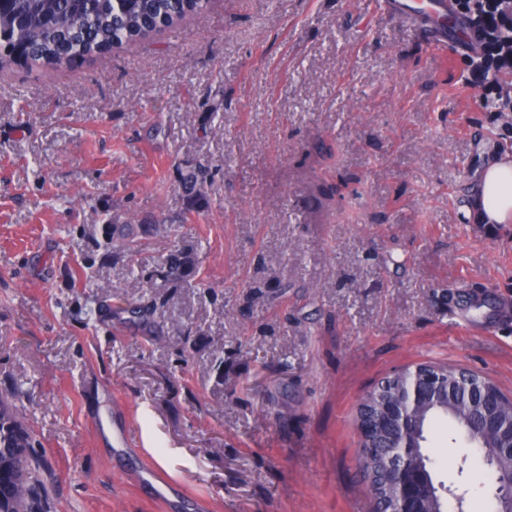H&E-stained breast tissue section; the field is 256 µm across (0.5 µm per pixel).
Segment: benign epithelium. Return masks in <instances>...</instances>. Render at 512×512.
Segmentation results:
<instances>
[{"label":"benign epithelium","mask_w":512,"mask_h":512,"mask_svg":"<svg viewBox=\"0 0 512 512\" xmlns=\"http://www.w3.org/2000/svg\"><path fill=\"white\" fill-rule=\"evenodd\" d=\"M406 375L409 381L398 389H387L388 381L379 387L381 396L372 411L358 406L359 432L361 439L384 432L390 433L389 469L386 485L391 501L389 512H425L426 505L434 502L435 512H442L441 499L435 484L431 465L416 454V440L422 409L430 404H441L456 400L455 394L467 395V402L480 408L476 414V429L483 440L485 459L494 466L502 457L512 456V422L505 425L493 413V407L500 400V388L480 379L471 381L468 388L462 382L448 380V372L433 365H415L405 372L389 377V381ZM502 499V512H512V471L501 475L498 489Z\"/></svg>","instance_id":"7a95c632"}]
</instances>
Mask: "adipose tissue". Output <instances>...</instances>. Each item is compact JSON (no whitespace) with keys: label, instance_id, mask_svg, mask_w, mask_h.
<instances>
[{"label":"adipose tissue","instance_id":"ef3b65f1","mask_svg":"<svg viewBox=\"0 0 512 512\" xmlns=\"http://www.w3.org/2000/svg\"><path fill=\"white\" fill-rule=\"evenodd\" d=\"M472 208L480 224L512 221V160L497 159L485 168L473 192Z\"/></svg>","mask_w":512,"mask_h":512}]
</instances>
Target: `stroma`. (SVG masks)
I'll list each match as a JSON object with an SVG mask.
<instances>
[{
    "label": "stroma",
    "mask_w": 512,
    "mask_h": 512,
    "mask_svg": "<svg viewBox=\"0 0 512 512\" xmlns=\"http://www.w3.org/2000/svg\"><path fill=\"white\" fill-rule=\"evenodd\" d=\"M377 2L209 0L0 69V396L34 432L44 512H163L90 428L116 400L212 512H373L354 417L378 381L427 362L512 393V223L468 211L512 122L466 47ZM126 222L132 259L104 246ZM427 446L464 512H494L455 431Z\"/></svg>",
    "instance_id": "1"
}]
</instances>
